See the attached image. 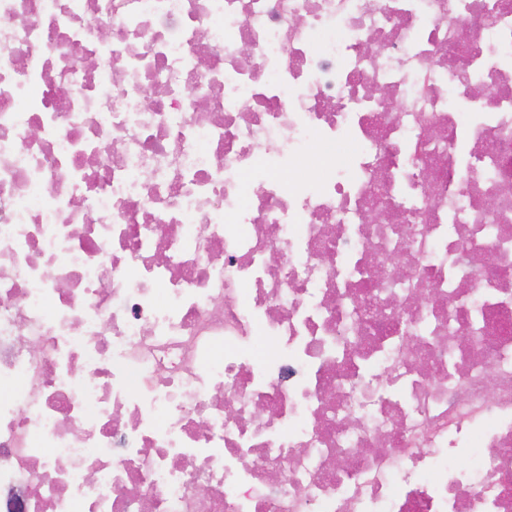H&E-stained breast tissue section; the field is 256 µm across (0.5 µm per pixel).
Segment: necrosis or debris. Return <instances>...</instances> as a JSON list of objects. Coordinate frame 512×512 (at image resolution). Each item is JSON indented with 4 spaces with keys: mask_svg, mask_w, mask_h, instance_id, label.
<instances>
[{
    "mask_svg": "<svg viewBox=\"0 0 512 512\" xmlns=\"http://www.w3.org/2000/svg\"><path fill=\"white\" fill-rule=\"evenodd\" d=\"M0 512H512V0H0Z\"/></svg>",
    "mask_w": 512,
    "mask_h": 512,
    "instance_id": "1",
    "label": "necrosis or debris"
}]
</instances>
